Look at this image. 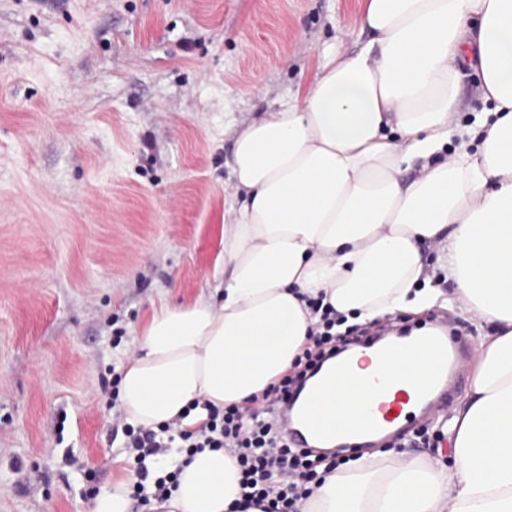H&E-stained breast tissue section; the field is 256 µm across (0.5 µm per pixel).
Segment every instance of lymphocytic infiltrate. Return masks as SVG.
Here are the masks:
<instances>
[{
  "mask_svg": "<svg viewBox=\"0 0 512 512\" xmlns=\"http://www.w3.org/2000/svg\"><path fill=\"white\" fill-rule=\"evenodd\" d=\"M310 308L321 313L312 347L255 405L208 407L206 420L194 430L171 424L155 430L124 426L126 448L136 464L137 480L131 487L133 500L150 507L169 500L176 486V473L154 478L149 464L172 448L189 456L207 448L228 450L241 469L245 497L266 503L267 512H297L296 503L309 496L308 485L316 479L321 461H328L333 469L348 463L345 455L335 454L327 460L322 453L290 446L281 428V408L294 389L303 385L326 360L335 357L342 344L350 343L354 332L332 308L322 307L319 300H311Z\"/></svg>",
  "mask_w": 512,
  "mask_h": 512,
  "instance_id": "lymphocytic-infiltrate-1",
  "label": "lymphocytic infiltrate"
}]
</instances>
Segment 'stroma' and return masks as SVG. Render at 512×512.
<instances>
[{
	"label": "stroma",
	"mask_w": 512,
	"mask_h": 512,
	"mask_svg": "<svg viewBox=\"0 0 512 512\" xmlns=\"http://www.w3.org/2000/svg\"><path fill=\"white\" fill-rule=\"evenodd\" d=\"M356 0H0V512L132 472L112 376L154 305L210 296L234 124L366 39ZM448 314L466 348L488 327Z\"/></svg>",
	"instance_id": "obj_1"
}]
</instances>
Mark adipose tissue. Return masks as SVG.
I'll return each instance as SVG.
<instances>
[{
    "instance_id": "1",
    "label": "adipose tissue",
    "mask_w": 512,
    "mask_h": 512,
    "mask_svg": "<svg viewBox=\"0 0 512 512\" xmlns=\"http://www.w3.org/2000/svg\"><path fill=\"white\" fill-rule=\"evenodd\" d=\"M369 38L323 50L313 79L237 133L235 207L224 217L214 296L153 308L119 372L127 423L188 429L251 405L311 343L323 299L352 323L434 305L492 329L445 431L451 452L366 451L326 473L300 512H512V0H360ZM482 107L462 114L459 76ZM437 257L427 263L423 244ZM451 291L432 286L436 272ZM305 399L312 424L364 442L383 390L423 388L434 353L352 358ZM181 468L169 512L245 505L235 457L206 449Z\"/></svg>"
}]
</instances>
